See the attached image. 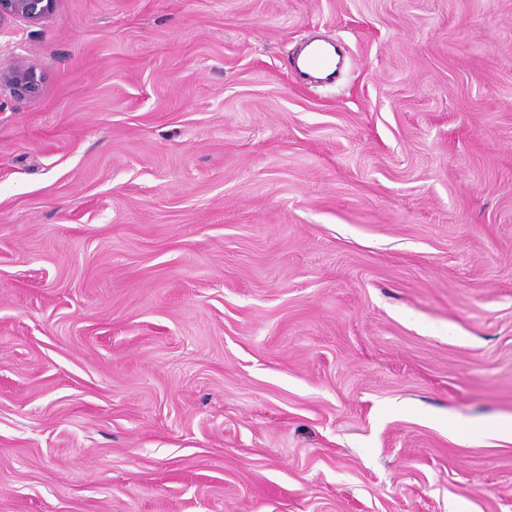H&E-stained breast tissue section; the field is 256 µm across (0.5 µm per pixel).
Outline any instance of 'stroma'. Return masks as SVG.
<instances>
[{
  "label": "stroma",
  "instance_id": "stroma-1",
  "mask_svg": "<svg viewBox=\"0 0 512 512\" xmlns=\"http://www.w3.org/2000/svg\"><path fill=\"white\" fill-rule=\"evenodd\" d=\"M21 57L0 512H512V0H56ZM315 41L307 42L291 61V68L300 75L311 79H327L336 75L343 66V57L333 43L313 45ZM37 67L25 58L17 59L8 69H0V90L6 89L16 98L34 97L40 90Z\"/></svg>",
  "mask_w": 512,
  "mask_h": 512
}]
</instances>
